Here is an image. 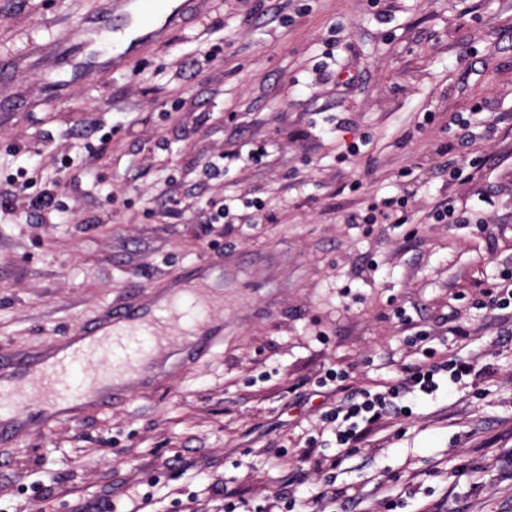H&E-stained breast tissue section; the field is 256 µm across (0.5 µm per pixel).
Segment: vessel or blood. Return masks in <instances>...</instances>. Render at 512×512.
<instances>
[{
	"label": "vessel or blood",
	"mask_w": 512,
	"mask_h": 512,
	"mask_svg": "<svg viewBox=\"0 0 512 512\" xmlns=\"http://www.w3.org/2000/svg\"><path fill=\"white\" fill-rule=\"evenodd\" d=\"M146 2L103 0L83 26L78 48L67 54L70 77L126 68L129 59L156 42L181 12L173 0H164L162 8L153 10ZM108 32L118 42L109 58L97 48ZM209 308L199 285L170 295L143 289L106 307L71 335L53 339L39 354L1 360L0 404L7 406L9 415L0 419V437L69 420L82 401L107 393L129 395L160 366V348L140 341L153 330L161 328L182 343L211 348L216 337Z\"/></svg>",
	"instance_id": "obj_1"
}]
</instances>
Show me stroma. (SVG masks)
I'll return each mask as SVG.
<instances>
[{
	"instance_id": "stroma-1",
	"label": "stroma",
	"mask_w": 512,
	"mask_h": 512,
	"mask_svg": "<svg viewBox=\"0 0 512 512\" xmlns=\"http://www.w3.org/2000/svg\"><path fill=\"white\" fill-rule=\"evenodd\" d=\"M99 6L0 0V54L19 59L0 187L23 186L0 210V357L202 259L224 271V332L126 398L0 442V512H107L135 483L157 486L144 512H224L226 487L267 512L326 486L336 512H512V323L477 306L512 269V0H188L130 68L50 83L49 42ZM477 107L461 138L451 115ZM237 150L252 161L207 175ZM457 160L470 176L452 182ZM49 189L57 211L32 209ZM406 189L409 223H351ZM447 198L464 221L431 223ZM237 199L263 210L215 222ZM449 353L490 371L463 390L440 375L336 470L304 461L312 442L336 452L327 369L374 392Z\"/></svg>"
}]
</instances>
